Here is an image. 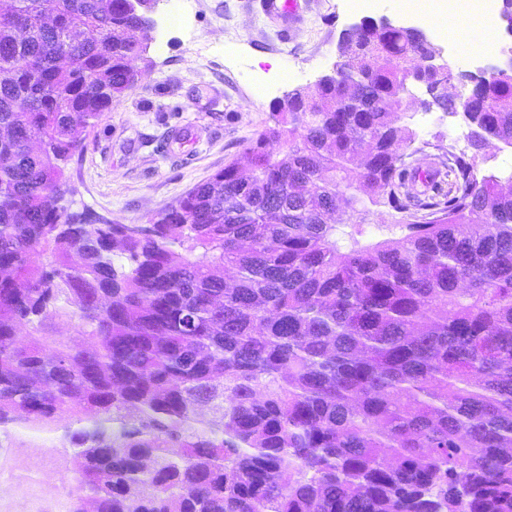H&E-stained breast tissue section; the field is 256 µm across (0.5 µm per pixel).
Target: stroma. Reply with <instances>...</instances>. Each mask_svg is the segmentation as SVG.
Here are the masks:
<instances>
[{
    "label": "stroma",
    "instance_id": "obj_1",
    "mask_svg": "<svg viewBox=\"0 0 512 512\" xmlns=\"http://www.w3.org/2000/svg\"><path fill=\"white\" fill-rule=\"evenodd\" d=\"M264 0H161L137 88L113 102L85 132L68 166L66 203L119 224H144L236 158L271 121L272 106L313 86L338 60L341 31L360 20L336 0H306L304 20L284 35ZM433 42L456 39L497 62L501 20L459 23L448 15L423 23ZM459 73L475 65L448 52ZM265 92H256L257 83ZM405 123L421 138L447 144L465 131L461 116L411 104ZM62 419L55 429L0 426V512H70L74 486Z\"/></svg>",
    "mask_w": 512,
    "mask_h": 512
}]
</instances>
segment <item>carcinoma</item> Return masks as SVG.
Instances as JSON below:
<instances>
[{"label":"carcinoma","mask_w":512,"mask_h":512,"mask_svg":"<svg viewBox=\"0 0 512 512\" xmlns=\"http://www.w3.org/2000/svg\"><path fill=\"white\" fill-rule=\"evenodd\" d=\"M159 2L0 0V425L86 421L72 512H512V173H477L512 70L441 101L470 151L421 186L434 46L363 29L177 205L106 224L62 205L67 164Z\"/></svg>","instance_id":"carcinoma-1"}]
</instances>
